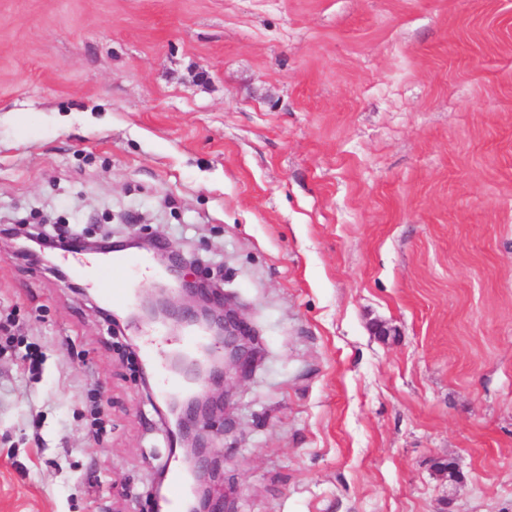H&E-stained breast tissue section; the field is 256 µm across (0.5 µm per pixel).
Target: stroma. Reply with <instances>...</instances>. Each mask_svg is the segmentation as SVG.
<instances>
[{
    "label": "stroma",
    "mask_w": 512,
    "mask_h": 512,
    "mask_svg": "<svg viewBox=\"0 0 512 512\" xmlns=\"http://www.w3.org/2000/svg\"><path fill=\"white\" fill-rule=\"evenodd\" d=\"M34 212L223 276L237 512H512V0H0ZM87 282L0 239V512H147L174 459Z\"/></svg>",
    "instance_id": "stroma-1"
}]
</instances>
